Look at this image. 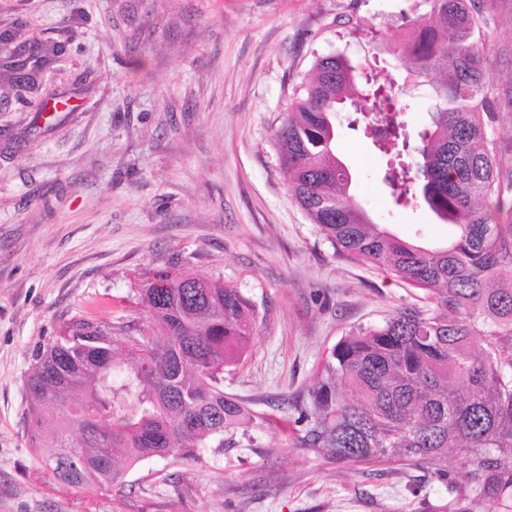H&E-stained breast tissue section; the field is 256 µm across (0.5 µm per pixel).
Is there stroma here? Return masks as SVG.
I'll list each match as a JSON object with an SVG mask.
<instances>
[{
    "label": "stroma",
    "mask_w": 512,
    "mask_h": 512,
    "mask_svg": "<svg viewBox=\"0 0 512 512\" xmlns=\"http://www.w3.org/2000/svg\"><path fill=\"white\" fill-rule=\"evenodd\" d=\"M414 0H0V30L65 49L39 96L0 112V512H422L448 501L426 464L343 467L292 445L289 398L356 326L423 308L422 292L335 255L288 191L274 133L316 58L340 53L386 78ZM487 74L497 139L512 150V0H494ZM434 105L406 91L410 136ZM335 149L373 223L445 241L427 207H397L385 159L349 111ZM221 276L255 303L256 335L224 391L259 416L203 463L154 458L124 496L61 488L25 437L33 347L70 318L137 328L148 269Z\"/></svg>",
    "instance_id": "stroma-1"
}]
</instances>
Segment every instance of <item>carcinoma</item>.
<instances>
[{
	"mask_svg": "<svg viewBox=\"0 0 512 512\" xmlns=\"http://www.w3.org/2000/svg\"><path fill=\"white\" fill-rule=\"evenodd\" d=\"M493 0H430L399 47L407 71L436 76L439 104L412 143L394 84L341 54L316 59L277 131L289 190L336 255L422 291L432 311H400L340 337L288 401L293 447L339 465L424 462L448 483V512H512V160L500 152L499 102L486 85ZM350 103L387 157L384 182L400 208L428 207L451 226L429 248L373 224L351 197L333 117ZM140 335L90 318L39 345L24 377L30 447L50 448L42 476L61 486L122 493L138 463L202 461L200 449L255 415L224 393L257 310L224 278L152 269L137 289ZM470 465L456 480L460 462Z\"/></svg>",
	"mask_w": 512,
	"mask_h": 512,
	"instance_id": "cac0c4a2",
	"label": "carcinoma"
}]
</instances>
